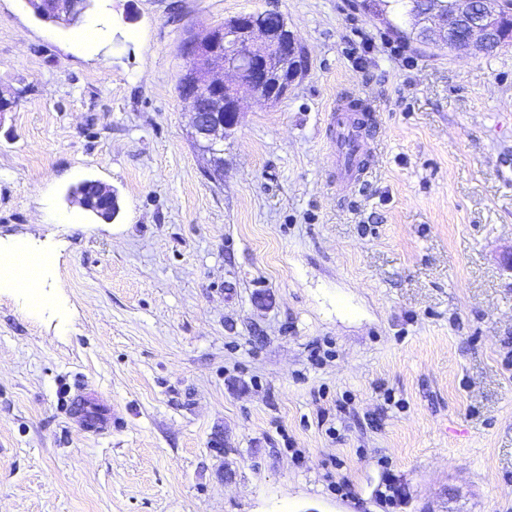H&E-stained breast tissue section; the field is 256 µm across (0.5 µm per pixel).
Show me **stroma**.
<instances>
[{"mask_svg":"<svg viewBox=\"0 0 512 512\" xmlns=\"http://www.w3.org/2000/svg\"><path fill=\"white\" fill-rule=\"evenodd\" d=\"M268 10L308 71L245 97L216 177L183 44ZM0 90V242L53 254L46 308L0 288V512H512V46L424 51L356 0H0ZM349 94L377 145L342 192ZM79 381L121 427L69 416ZM348 112H361L351 120ZM375 109L367 97L338 101L330 113L328 139L339 170L337 183L344 191L353 190L368 172L371 146L368 138L376 135ZM96 181H85L73 188L70 196L79 200L87 210L97 214L98 217L104 220H111L113 216L112 205H116L117 196L112 191V203L103 204L102 198L98 193V186Z\"/></svg>","mask_w":512,"mask_h":512,"instance_id":"35a3bbf8","label":"stroma"}]
</instances>
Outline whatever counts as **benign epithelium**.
<instances>
[{
  "label": "benign epithelium",
  "instance_id": "1",
  "mask_svg": "<svg viewBox=\"0 0 512 512\" xmlns=\"http://www.w3.org/2000/svg\"><path fill=\"white\" fill-rule=\"evenodd\" d=\"M502 0H422L416 16L425 47L452 46L456 54L490 52L499 47ZM184 50L190 63L178 87L191 103L190 136L210 154L213 175L222 173L224 132L239 123L241 91L277 102L307 72L304 52L285 17L277 12L234 16L203 35L190 36Z\"/></svg>",
  "mask_w": 512,
  "mask_h": 512
}]
</instances>
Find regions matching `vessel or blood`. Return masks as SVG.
I'll list each match as a JSON object with an SVG mask.
<instances>
[{"label": "vessel or blood", "mask_w": 512, "mask_h": 512, "mask_svg": "<svg viewBox=\"0 0 512 512\" xmlns=\"http://www.w3.org/2000/svg\"><path fill=\"white\" fill-rule=\"evenodd\" d=\"M374 112L369 99L359 96L337 102L330 113L328 139L339 170L337 183L342 190L354 189L368 172L369 140L376 135ZM66 405L90 430L104 432L115 422L110 408L91 401L82 386L68 391Z\"/></svg>", "instance_id": "obj_1"}]
</instances>
